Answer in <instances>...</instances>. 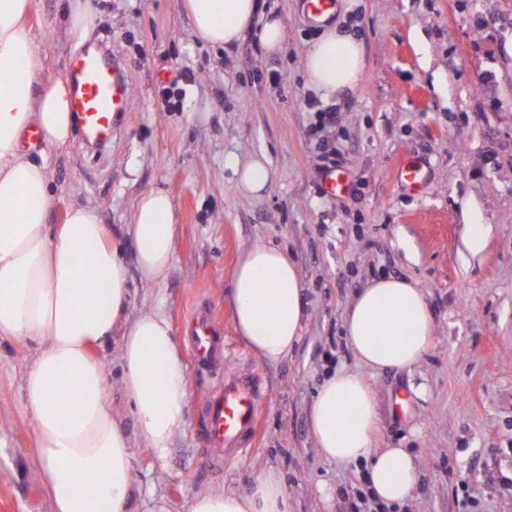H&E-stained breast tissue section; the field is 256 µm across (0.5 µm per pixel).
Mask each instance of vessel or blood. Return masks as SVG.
<instances>
[{
	"label": "vessel or blood",
	"instance_id": "vessel-or-blood-1",
	"mask_svg": "<svg viewBox=\"0 0 512 512\" xmlns=\"http://www.w3.org/2000/svg\"><path fill=\"white\" fill-rule=\"evenodd\" d=\"M303 5L307 18L321 23L335 14L337 0H304ZM69 81L83 144L111 143L133 105L122 62L101 50H81L70 61ZM185 339L193 373L208 381L201 405L203 438L213 465L220 466L252 448L265 394L255 373L226 369L224 328L210 306H192Z\"/></svg>",
	"mask_w": 512,
	"mask_h": 512
}]
</instances>
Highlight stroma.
Returning <instances> with one entry per match:
<instances>
[{
    "instance_id": "1",
    "label": "stroma",
    "mask_w": 512,
    "mask_h": 512,
    "mask_svg": "<svg viewBox=\"0 0 512 512\" xmlns=\"http://www.w3.org/2000/svg\"><path fill=\"white\" fill-rule=\"evenodd\" d=\"M263 2L288 27L273 55L254 30L226 49L199 42L183 0H89L82 40L68 32L60 0H34L30 15L44 80L67 77L85 45L119 57L133 92L111 144H72L52 157L50 223L63 224L71 204L91 205L129 255L137 199L167 188L175 258L161 282L132 274V309L161 310L177 327L194 301L212 305L230 366L255 372L267 397L252 453L219 470L200 430L206 384L187 373L185 421L165 462L136 452V503L162 498L187 512L193 494L242 492L270 472L291 512H355L361 479L318 456L309 409L330 370L356 366L343 334L354 296L395 275L424 288L436 329L412 369L371 380L376 447L408 448L418 461L403 512H512V0H340L335 19L362 39L366 71L328 106L301 69L319 26L302 0ZM326 107L336 124L320 131ZM321 141L341 153L344 194L319 188ZM259 153L271 179L247 197L228 161ZM403 157L424 163L419 191L393 175ZM478 226L486 238L475 253ZM256 243L284 249L304 283L302 338L278 362L239 336L228 299L238 256ZM33 357L32 342L0 340V512H53L24 399Z\"/></svg>"
}]
</instances>
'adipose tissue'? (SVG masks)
Here are the masks:
<instances>
[{"label":"adipose tissue","instance_id":"ef3b65f1","mask_svg":"<svg viewBox=\"0 0 512 512\" xmlns=\"http://www.w3.org/2000/svg\"><path fill=\"white\" fill-rule=\"evenodd\" d=\"M33 0H0V339L36 346L25 378L35 420L41 480L55 512H135L134 442L164 458L184 422L185 370L173 328L158 310L131 314L130 269L148 282L164 278L176 237L174 203L163 187L140 196L129 233L134 265L87 205L70 207L52 226L49 159L74 138L70 88L41 81L42 61L28 18ZM203 44L238 43L257 17L255 0H185ZM305 85L329 102L354 92L366 68L362 42L347 27L324 28L303 57ZM38 129V143L25 135ZM303 286L295 261L269 244L240 254L230 283L236 329L269 362L301 339ZM358 366L319 384L309 422L321 459L361 467L371 497L391 508L414 496L418 463L406 448L373 446L378 425L373 373L419 363L435 341L426 295L414 280L371 279L343 321ZM119 338L121 385L135 422L127 434L111 405L110 380L95 347ZM188 512H289L274 475L248 493L192 496Z\"/></svg>","mask_w":512,"mask_h":512}]
</instances>
